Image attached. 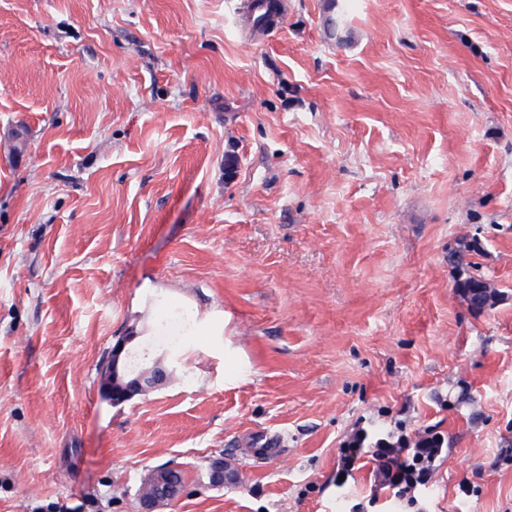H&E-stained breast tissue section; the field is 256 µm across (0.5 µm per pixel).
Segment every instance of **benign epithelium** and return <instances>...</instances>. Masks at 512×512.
<instances>
[{"label":"benign epithelium","mask_w":512,"mask_h":512,"mask_svg":"<svg viewBox=\"0 0 512 512\" xmlns=\"http://www.w3.org/2000/svg\"><path fill=\"white\" fill-rule=\"evenodd\" d=\"M131 339L132 335L129 333L118 338L112 347L111 357L102 367V390L114 403L124 402L150 391L164 383L174 372V369L160 362L150 369H129L121 357ZM173 469L172 465L160 466L149 474L147 481L151 491L143 498L146 512H153L154 507L171 503L180 494L181 486L174 481L171 474Z\"/></svg>","instance_id":"benign-epithelium-1"}]
</instances>
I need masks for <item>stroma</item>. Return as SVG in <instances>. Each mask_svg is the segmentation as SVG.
Listing matches in <instances>:
<instances>
[{"instance_id": "obj_1", "label": "stroma", "mask_w": 512, "mask_h": 512, "mask_svg": "<svg viewBox=\"0 0 512 512\" xmlns=\"http://www.w3.org/2000/svg\"><path fill=\"white\" fill-rule=\"evenodd\" d=\"M277 2L0 0V512L168 464L161 512H353L358 429L444 436L430 512H512V0ZM131 328L175 372L115 404ZM195 331V323L188 316L165 317L160 325L158 340L173 351H179Z\"/></svg>"}]
</instances>
